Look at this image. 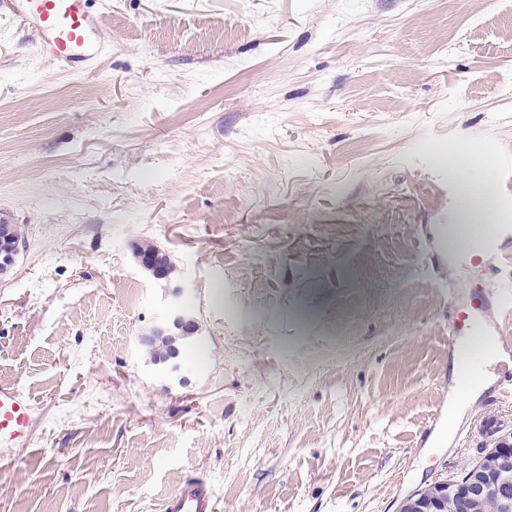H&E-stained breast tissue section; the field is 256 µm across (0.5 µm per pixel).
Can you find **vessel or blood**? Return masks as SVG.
I'll return each instance as SVG.
<instances>
[{
    "label": "vessel or blood",
    "mask_w": 512,
    "mask_h": 512,
    "mask_svg": "<svg viewBox=\"0 0 512 512\" xmlns=\"http://www.w3.org/2000/svg\"><path fill=\"white\" fill-rule=\"evenodd\" d=\"M0 13L20 18L39 35V52L74 72L92 69L106 54L105 31L101 23V0H0ZM505 225H490L481 240L482 249L470 254L477 263L482 253L500 252ZM456 314L448 335L449 350H456L461 333L475 335V317L487 312L512 314V289L474 292L469 302L454 304ZM512 359V336L497 335L494 340L472 351L461 365L464 379H471L475 362L488 351ZM35 407L17 388L0 384V445L27 444L33 425ZM218 501L212 485L203 478L189 479L165 507V512H217Z\"/></svg>",
    "instance_id": "b4317fda"
}]
</instances>
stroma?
<instances>
[{"instance_id":"obj_1","label":"stroma","mask_w":512,"mask_h":512,"mask_svg":"<svg viewBox=\"0 0 512 512\" xmlns=\"http://www.w3.org/2000/svg\"><path fill=\"white\" fill-rule=\"evenodd\" d=\"M112 48L78 75L0 15V382L35 406L0 447V512H164L209 480L220 512H399L460 476L484 390L454 388L448 291L512 276L436 255L463 174L512 158V0H108ZM180 265L200 330L179 373L141 334ZM22 245L23 238L18 225L0 222V266L6 271L15 264ZM489 363H484L482 369L475 373L476 375H474V378L476 379V383L474 387L465 391V393L461 395H454L453 391L451 401L453 403L454 410L448 419V437L453 430L463 407L467 403L474 402L480 396L481 392L490 384V374L485 370L486 365Z\"/></svg>"}]
</instances>
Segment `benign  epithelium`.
Returning <instances> with one entry per match:
<instances>
[{"mask_svg":"<svg viewBox=\"0 0 512 512\" xmlns=\"http://www.w3.org/2000/svg\"><path fill=\"white\" fill-rule=\"evenodd\" d=\"M23 245V238L16 224L0 223V266L8 269L15 264L16 257ZM134 256L139 266L150 276L166 281V313L146 334L140 337V343L147 346L157 337H168L174 340L189 339L197 335L199 323L194 313L185 306L181 297L186 289L182 273H174L170 269V256L161 249L145 252L139 244L133 245ZM432 494L419 499L418 512H431L436 505L448 498V484L437 481L431 484ZM469 494L476 501L494 496L499 499L503 512H512V502L502 492V484L489 478L473 477L468 481Z\"/></svg>","mask_w":512,"mask_h":512,"instance_id":"1","label":"benign epithelium"}]
</instances>
